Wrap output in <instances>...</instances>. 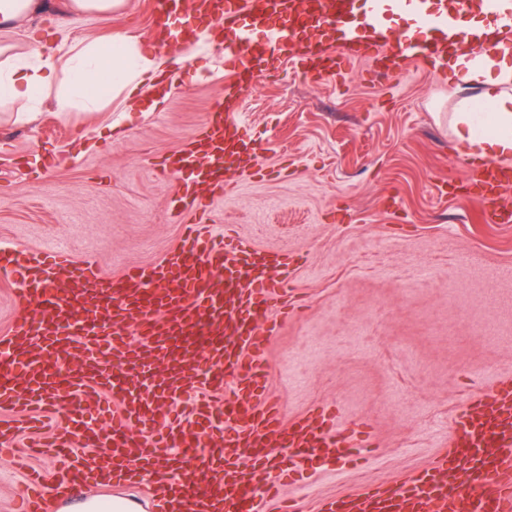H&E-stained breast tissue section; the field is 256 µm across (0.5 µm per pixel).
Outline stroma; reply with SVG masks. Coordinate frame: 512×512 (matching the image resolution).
I'll return each instance as SVG.
<instances>
[{
	"mask_svg": "<svg viewBox=\"0 0 512 512\" xmlns=\"http://www.w3.org/2000/svg\"><path fill=\"white\" fill-rule=\"evenodd\" d=\"M45 3L15 32L17 52L35 39L56 56L65 38L118 30L157 49L148 0H127L109 18ZM228 81L214 46L188 61L155 111L116 97L98 112L61 115L47 104L26 122L24 102L0 104V249L46 260L63 249L112 278L166 258L185 222L200 220L229 244L292 254L285 281L297 307L271 314L270 390L285 422L332 410L372 451L356 468L315 462L282 477L283 500L318 512L428 467L464 396L512 378V222H479L468 173L480 159L453 129L460 101L482 106L480 89L415 60L385 80L368 60L317 81L290 62L270 65L230 105L261 149L260 172L234 175L226 196H204L199 212L175 219L195 177L160 163L225 98ZM29 419L0 408V423L15 429L0 445V512H28V470L47 487L60 476L49 457L19 466Z\"/></svg>",
	"mask_w": 512,
	"mask_h": 512,
	"instance_id": "1",
	"label": "stroma"
}]
</instances>
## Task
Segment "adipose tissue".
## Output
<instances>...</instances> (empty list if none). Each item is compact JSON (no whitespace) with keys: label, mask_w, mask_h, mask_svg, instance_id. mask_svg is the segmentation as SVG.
<instances>
[{"label":"adipose tissue","mask_w":512,"mask_h":512,"mask_svg":"<svg viewBox=\"0 0 512 512\" xmlns=\"http://www.w3.org/2000/svg\"><path fill=\"white\" fill-rule=\"evenodd\" d=\"M447 67L463 84L483 85L484 96L493 105L492 111L481 114L460 107L453 116L458 140L472 155L511 157L512 95L500 93L499 87L512 82V43L494 53L448 60ZM170 68V56L143 53L136 41L120 33L71 42L59 60L43 55L35 41L21 55L12 54L10 44L0 43V100L34 105L49 101L59 112H95L109 97L121 94L129 100L153 91ZM165 99V94L154 93L152 107H160ZM52 506L56 512H150L152 503L133 491L78 497L61 485Z\"/></svg>","instance_id":"ef3b65f1"}]
</instances>
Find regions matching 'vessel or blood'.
I'll return each mask as SVG.
<instances>
[{"label":"vessel or blood","instance_id":"1","mask_svg":"<svg viewBox=\"0 0 512 512\" xmlns=\"http://www.w3.org/2000/svg\"><path fill=\"white\" fill-rule=\"evenodd\" d=\"M149 7L156 20L184 12L223 32L224 53L242 80L260 78L269 56L333 76L370 58L376 74L386 76L405 58L490 52L512 36V8L504 0H150ZM390 7L412 9L414 27L387 26ZM472 13L493 16V25L467 27ZM243 157L255 160L257 150L219 100L173 163L197 171L207 191L220 195L227 171ZM471 181L481 190L484 222L506 223L500 199L512 187V165L487 161ZM288 259L244 242L215 241L193 224L164 261L113 282L56 253V267L71 273L62 286L41 260L1 250L0 272L18 276L22 295L41 305L48 320L20 315L0 338V355L10 358L13 373L12 381H0V404L53 414L62 399L82 403L80 413L54 423L53 451L71 481L85 477L74 463L78 449L105 447L116 473L131 480L157 473L156 495L177 489L179 512H204L213 500L220 512H257V502L272 497L281 474L298 461L349 457L335 413L285 424L268 389L267 338L259 327L283 296ZM196 347L206 351L204 364L194 360ZM77 353L85 360L81 382L51 375V363ZM159 365L165 377L158 384ZM127 370L145 381V390L128 385ZM227 385L235 397L217 408L213 397ZM108 394L121 411L109 427L83 431L92 415L85 400ZM191 395L197 402L191 418L162 408V400ZM219 410L225 434L217 448L205 427ZM333 512H512V380L466 397L447 450L429 468L387 489L338 498Z\"/></svg>","mask_w":512,"mask_h":512}]
</instances>
